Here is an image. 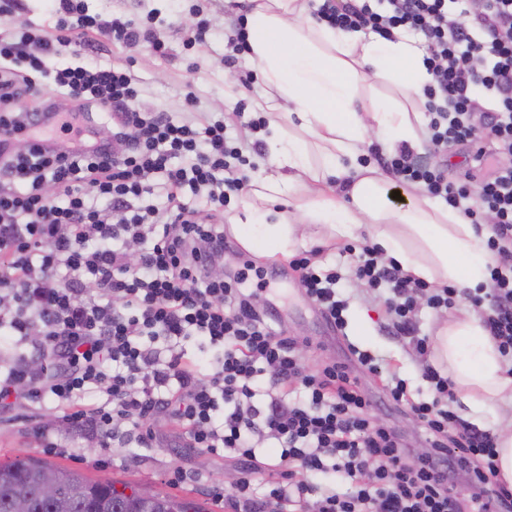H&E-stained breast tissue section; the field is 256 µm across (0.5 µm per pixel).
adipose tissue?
Segmentation results:
<instances>
[{
	"label": "adipose tissue",
	"instance_id": "obj_1",
	"mask_svg": "<svg viewBox=\"0 0 512 512\" xmlns=\"http://www.w3.org/2000/svg\"><path fill=\"white\" fill-rule=\"evenodd\" d=\"M247 2L246 54L258 68L264 107L286 121L269 124L264 134L269 173L252 181L246 218L233 226L241 245L262 257H285L305 244L306 225L326 226L339 238L366 227L383 260L415 278L470 291L483 285L486 227L417 187L396 186L365 161L374 136L391 150L422 145L407 110L429 81L416 41L332 28L309 14L305 0ZM381 80L397 98H366V86ZM290 199L300 223L279 209ZM434 351L472 423L483 425L485 407L512 400V362L474 313L444 322Z\"/></svg>",
	"mask_w": 512,
	"mask_h": 512
}]
</instances>
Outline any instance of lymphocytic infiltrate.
I'll return each mask as SVG.
<instances>
[{
    "label": "lymphocytic infiltrate",
    "mask_w": 512,
    "mask_h": 512,
    "mask_svg": "<svg viewBox=\"0 0 512 512\" xmlns=\"http://www.w3.org/2000/svg\"><path fill=\"white\" fill-rule=\"evenodd\" d=\"M58 2L61 34L51 38L15 18V0H0V331L14 338L0 359V410L52 400L102 448L120 423L135 428L163 413L184 427L190 447L245 463L225 512H512L495 439L450 408L447 376L424 370L434 396L411 406L426 433V451L415 453L371 414L352 374L356 366L375 371L372 356L354 349L349 363L307 371L297 339L274 326L246 286L249 277L264 280V270L212 274L229 244L219 219L248 188L239 170L266 117L233 132L220 118L176 124L142 108L129 68L98 65L88 33L105 29L126 45L144 40L166 56L152 20L103 19L84 14L80 0ZM313 15L344 31L422 37L430 144L441 150L477 139L472 158L493 174L474 187L452 183L406 146L380 164L471 223L494 215L488 283L465 297L501 355L512 357V165L504 162L512 156V0H321ZM65 49L76 65L51 69L49 59ZM34 94L44 97L40 110L18 111ZM91 105L111 113V136H98ZM23 138L26 150H16ZM159 173L165 205L140 206ZM187 190L205 192L207 221L183 202ZM290 266L325 318L344 329L340 274L318 271L311 253ZM354 275L389 290L402 336H415L419 301L450 310L462 297L381 262L369 244ZM192 336L221 348L211 371L179 349ZM266 440L278 444L287 480H266ZM460 475L465 497L454 489ZM339 479L347 491L337 490Z\"/></svg>",
    "instance_id": "1"
}]
</instances>
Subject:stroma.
<instances>
[{
    "label": "stroma",
    "mask_w": 512,
    "mask_h": 512,
    "mask_svg": "<svg viewBox=\"0 0 512 512\" xmlns=\"http://www.w3.org/2000/svg\"><path fill=\"white\" fill-rule=\"evenodd\" d=\"M83 2L89 13L106 18L149 14L158 17L157 35L169 51L165 57L157 56L146 43L127 48L113 43L107 33L92 35L100 64L129 65L141 89L140 101L146 107L166 112L175 121L220 113L229 119L239 102L252 108L261 100L264 88L256 67L244 57L232 67L224 63L225 34L240 14L234 0ZM202 19L208 23L205 40L185 47L187 31ZM189 92L197 98L191 109L183 104V97ZM469 152L465 142L449 146L441 156L425 145L415 157L430 165L442 164L450 181L468 178L482 182L488 172L466 165ZM248 263L272 271L269 287L259 291L258 301L272 311L286 335L297 339L307 368H316L328 360L345 361L352 345L376 358L377 372L359 368L354 371L372 399L371 412L382 423L400 431L408 447L423 452L424 431L420 423L407 406L390 401L386 387L396 376L405 380L413 400L431 399L430 385L423 377L426 360L417 353L411 337L394 334L384 295L351 279L341 281L339 294L348 308L346 329L339 332L304 294L288 259L260 257L236 243L225 251L219 269L227 272ZM38 422L51 424L55 450H48L35 437L33 427ZM19 454L38 457L96 480L134 482L183 496L204 505L209 512H224V505L215 499L213 490L220 487L231 492L243 470L239 463L188 447L178 428L161 418L149 419L139 426L137 434L126 435L102 451L89 435L74 430L51 403L26 400L0 414V461Z\"/></svg>",
    "instance_id": "35a3bbf8"
}]
</instances>
